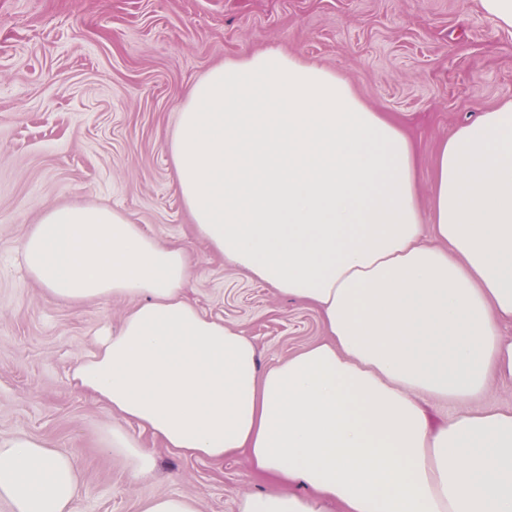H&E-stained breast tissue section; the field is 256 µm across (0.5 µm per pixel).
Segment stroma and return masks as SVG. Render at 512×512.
I'll return each instance as SVG.
<instances>
[{"mask_svg":"<svg viewBox=\"0 0 512 512\" xmlns=\"http://www.w3.org/2000/svg\"><path fill=\"white\" fill-rule=\"evenodd\" d=\"M269 47L338 73L403 126L421 156L423 209L440 142L512 98V31L460 0H0V436L73 455V512H142L162 494L237 512L240 497L266 489L245 458L184 457L131 423L156 457L153 474L132 477L105 452L112 414L71 373L134 302L51 300L18 249L48 208H114L159 243L187 248L188 298L252 337L261 366L322 340L315 310L225 265L198 237L166 149L189 84Z\"/></svg>","mask_w":512,"mask_h":512,"instance_id":"stroma-1","label":"stroma"}]
</instances>
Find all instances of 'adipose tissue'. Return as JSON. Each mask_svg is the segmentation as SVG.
I'll return each mask as SVG.
<instances>
[{"instance_id":"ef3b65f1","label":"adipose tissue","mask_w":512,"mask_h":512,"mask_svg":"<svg viewBox=\"0 0 512 512\" xmlns=\"http://www.w3.org/2000/svg\"><path fill=\"white\" fill-rule=\"evenodd\" d=\"M167 153L197 232L246 277L314 308L323 340L263 368L202 314L184 248L116 209L45 211L22 264L51 299L130 297L72 370L118 425L106 452L150 474L135 423L183 456H246L277 489L237 512H512V99L460 124L432 165L340 75L270 47L185 92ZM456 404L431 425L424 399ZM72 455L0 437V501L72 512ZM476 405L491 408H511L512 386L504 385L498 382L492 383L481 400L473 404V406Z\"/></svg>"}]
</instances>
